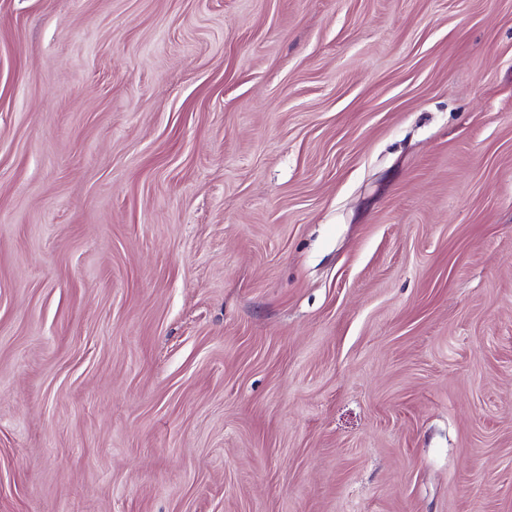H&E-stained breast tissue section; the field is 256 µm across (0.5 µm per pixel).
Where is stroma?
<instances>
[{"label":"stroma","mask_w":512,"mask_h":512,"mask_svg":"<svg viewBox=\"0 0 512 512\" xmlns=\"http://www.w3.org/2000/svg\"><path fill=\"white\" fill-rule=\"evenodd\" d=\"M0 512H512V0H0Z\"/></svg>","instance_id":"35a3bbf8"}]
</instances>
